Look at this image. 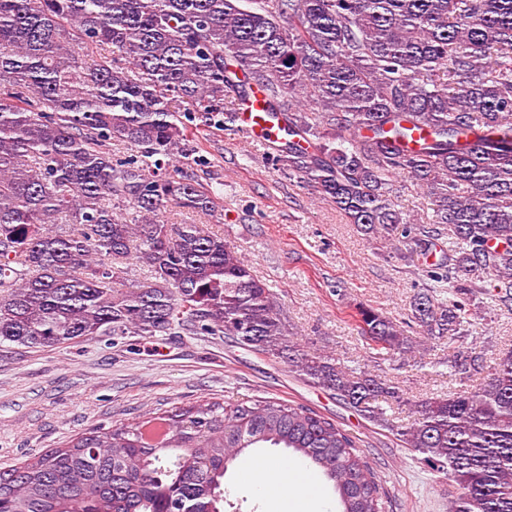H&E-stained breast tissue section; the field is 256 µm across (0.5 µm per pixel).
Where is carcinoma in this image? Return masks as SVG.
<instances>
[{
  "label": "carcinoma",
  "instance_id": "carcinoma-1",
  "mask_svg": "<svg viewBox=\"0 0 512 512\" xmlns=\"http://www.w3.org/2000/svg\"><path fill=\"white\" fill-rule=\"evenodd\" d=\"M255 86L286 134L279 161L349 223L401 231L457 295L512 303V0H0V344L222 333L396 431L453 482L451 512H512L511 350L477 390L427 398L397 425L399 387L298 348L234 246L161 222L170 205L213 211L215 192L169 159L195 115L222 126ZM114 142L135 153L114 157ZM399 179L422 190L432 226L404 217ZM129 258L149 272L135 286ZM359 315L366 345L393 359L414 349L406 328L451 345L470 313L428 290L403 326ZM483 370L474 351L448 358L451 376ZM263 448L329 482L340 512H384L353 437L273 398L80 433L0 471V512H224L229 467Z\"/></svg>",
  "mask_w": 512,
  "mask_h": 512
}]
</instances>
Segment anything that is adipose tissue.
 <instances>
[{
  "label": "adipose tissue",
  "mask_w": 512,
  "mask_h": 512,
  "mask_svg": "<svg viewBox=\"0 0 512 512\" xmlns=\"http://www.w3.org/2000/svg\"><path fill=\"white\" fill-rule=\"evenodd\" d=\"M257 491L270 504L294 503L296 512H329V504L313 493L307 484L297 482L294 476L284 474L277 461L270 460L251 472Z\"/></svg>",
  "instance_id": "adipose-tissue-1"
}]
</instances>
